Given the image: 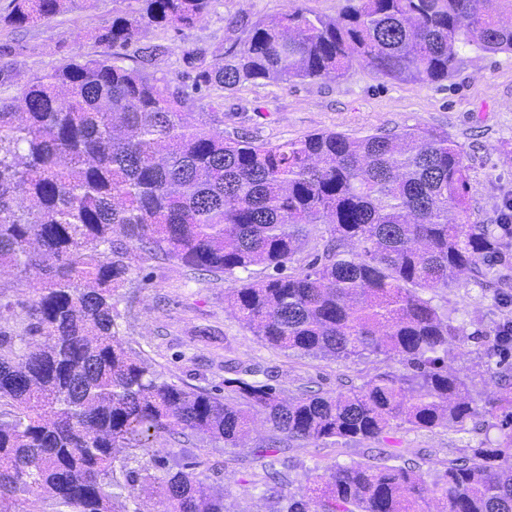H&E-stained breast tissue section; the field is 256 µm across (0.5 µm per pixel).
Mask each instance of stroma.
Returning <instances> with one entry per match:
<instances>
[{
    "instance_id": "35a3bbf8",
    "label": "stroma",
    "mask_w": 512,
    "mask_h": 512,
    "mask_svg": "<svg viewBox=\"0 0 512 512\" xmlns=\"http://www.w3.org/2000/svg\"><path fill=\"white\" fill-rule=\"evenodd\" d=\"M286 0H213L193 27H142L134 43L143 49L163 45L167 52L151 65L156 76L179 82L185 57L204 55L208 65L222 62L229 48H242L251 25L284 11ZM126 0H79L72 11L49 22L18 31L0 27V42L15 43L12 58L16 84L51 70L65 58L100 57L106 46L90 31L107 27L127 10ZM463 62L448 81H394L365 63L353 64L345 77L305 82L242 83L224 90V131L274 144L319 131L357 138L422 127L447 132L464 152L468 175L470 221L499 223L512 202V54L464 50ZM238 282L185 267L180 261L142 253L130 282L122 288L117 309L121 337L152 371L169 382L223 392L227 360L272 375L285 396L307 390L333 393L344 385H361L373 374L398 369L396 360L372 356L361 360L287 354L254 336L224 302ZM433 302L465 333L494 332L512 319V287L481 288L470 274L455 287L439 289ZM449 366L464 377L478 416L465 431L442 427L391 432L387 450H418L421 471L433 463L496 447L501 432L489 414L502 383L488 369V359L474 342L455 350ZM295 466L284 490L301 494L314 467L361 460L363 446H335L300 440L286 451ZM223 443L196 436L165 434L152 447L138 450L137 464L164 482L175 464L194 462V472L210 493L223 495L229 512H276L275 501L249 484V465H235Z\"/></svg>"
}]
</instances>
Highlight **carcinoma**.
Segmentation results:
<instances>
[{
	"label": "carcinoma",
	"instance_id": "carcinoma-1",
	"mask_svg": "<svg viewBox=\"0 0 512 512\" xmlns=\"http://www.w3.org/2000/svg\"><path fill=\"white\" fill-rule=\"evenodd\" d=\"M133 2L92 39L123 49L141 24L189 27L212 0ZM75 4L11 0L0 21L22 29ZM506 14L512 0H346L335 18L293 5L255 22L223 63L190 59L195 73L176 85L113 52L65 59L0 97V269L42 279L39 297L21 304L22 330L7 317L16 303L0 301V512H30L26 494L42 490L53 512H114L126 494L151 496L153 477L128 456L115 469L113 449L149 448L178 431L243 448L258 414L278 435L249 450L263 472L252 484L277 499V512H512V335L500 329L470 335L498 353L495 374L509 386L489 410L501 417L500 448L441 461L427 481L403 455L368 447L361 461L325 467L304 495L284 493L290 442L465 430L475 411L466 381L448 369L461 328L426 293L466 270L502 283L491 272L512 265L502 250L512 224L496 233L469 222L464 153L446 132L257 142L224 134L212 95L260 80L339 79L357 61L390 80L441 82L464 48L512 53ZM13 54L0 44V86L12 83ZM320 224L322 253L288 270ZM141 248L247 274L227 303L275 349L384 355L403 371L292 399L250 369V380H224V396L163 380L117 330L118 290ZM163 495L168 512H224L191 463L169 475Z\"/></svg>",
	"mask_w": 512,
	"mask_h": 512
}]
</instances>
